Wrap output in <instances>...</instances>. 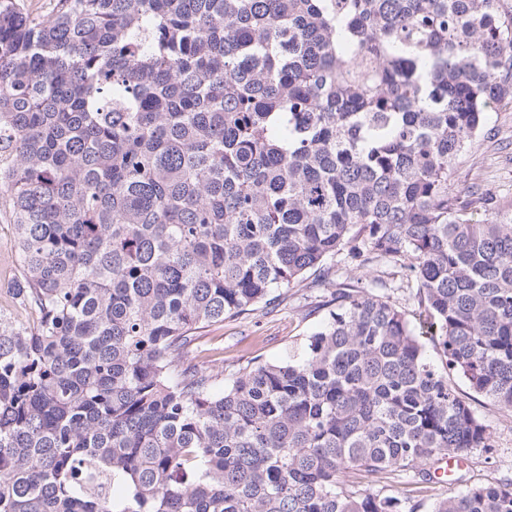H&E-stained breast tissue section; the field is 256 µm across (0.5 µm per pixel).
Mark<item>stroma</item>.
I'll list each match as a JSON object with an SVG mask.
<instances>
[{
    "mask_svg": "<svg viewBox=\"0 0 512 512\" xmlns=\"http://www.w3.org/2000/svg\"><path fill=\"white\" fill-rule=\"evenodd\" d=\"M478 185L512 197V103L496 106L489 115L481 146L461 156L455 166L452 191L467 192ZM17 270L13 226L0 217V314L29 324L33 310L18 306L12 295ZM314 294V289L302 285L256 314L204 329L194 364L213 373L229 374L239 362L254 357L272 361L300 355L323 319L322 313L311 309ZM471 405L492 430L494 446L471 452L461 472L462 484H493L511 478L512 417L480 396Z\"/></svg>",
    "mask_w": 512,
    "mask_h": 512,
    "instance_id": "stroma-1",
    "label": "stroma"
}]
</instances>
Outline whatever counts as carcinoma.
Instances as JSON below:
<instances>
[{"label":"carcinoma","instance_id":"1","mask_svg":"<svg viewBox=\"0 0 512 512\" xmlns=\"http://www.w3.org/2000/svg\"><path fill=\"white\" fill-rule=\"evenodd\" d=\"M507 99V0H0V512H512L420 498L493 447L452 377L512 413V202L448 186ZM309 278L301 355L190 362ZM17 270L13 224H9L0 216V314L25 324H32L33 310L18 306L13 299L12 288Z\"/></svg>","mask_w":512,"mask_h":512}]
</instances>
